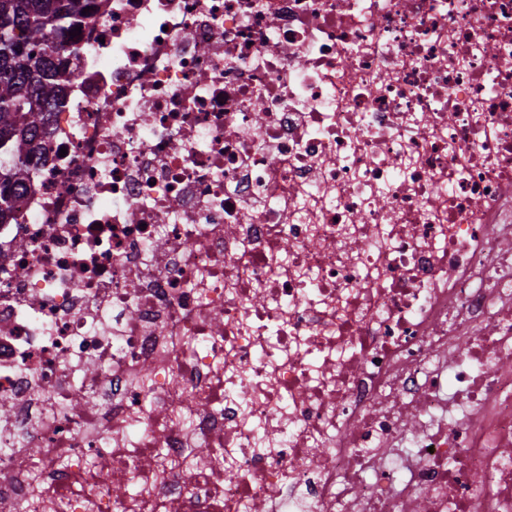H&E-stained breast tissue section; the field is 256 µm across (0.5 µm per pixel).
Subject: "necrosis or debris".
Returning a JSON list of instances; mask_svg holds the SVG:
<instances>
[{
	"label": "necrosis or debris",
	"mask_w": 512,
	"mask_h": 512,
	"mask_svg": "<svg viewBox=\"0 0 512 512\" xmlns=\"http://www.w3.org/2000/svg\"><path fill=\"white\" fill-rule=\"evenodd\" d=\"M88 4L0 512H512V0Z\"/></svg>",
	"instance_id": "1"
}]
</instances>
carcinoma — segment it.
<instances>
[{
	"label": "carcinoma",
	"instance_id": "carcinoma-1",
	"mask_svg": "<svg viewBox=\"0 0 512 512\" xmlns=\"http://www.w3.org/2000/svg\"><path fill=\"white\" fill-rule=\"evenodd\" d=\"M86 0H0V224L39 149L65 77L57 57L79 60L81 48L58 36L80 25Z\"/></svg>",
	"mask_w": 512,
	"mask_h": 512
}]
</instances>
